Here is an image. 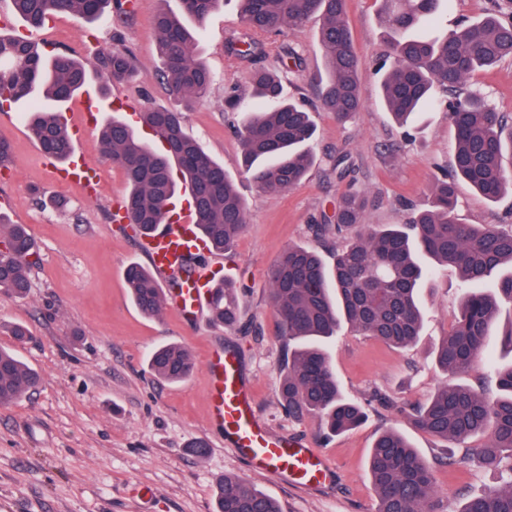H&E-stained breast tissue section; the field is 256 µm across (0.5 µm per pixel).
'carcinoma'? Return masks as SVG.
<instances>
[{"mask_svg":"<svg viewBox=\"0 0 512 512\" xmlns=\"http://www.w3.org/2000/svg\"><path fill=\"white\" fill-rule=\"evenodd\" d=\"M14 12L30 28H41L54 16L102 18L112 0H11ZM245 33L229 40V51L258 58L266 54V38L298 27L317 15L326 82L322 107L339 121L362 108L363 73L350 35L345 0H239ZM183 15L159 12L153 21L163 66L161 78L176 98L190 106L201 101L211 84L207 68L196 58L198 40L182 17L202 22L222 0H181ZM446 0H383V22L390 36L392 64L380 79L382 102L405 127L434 89L455 91L448 103L454 131L455 173L489 202L512 190L502 157L512 148L502 113L467 81L479 70L512 58V21L496 13L461 22L433 35L422 30L435 23ZM97 63L114 81L132 77L137 66L119 44L102 48ZM86 64L67 53L48 54L25 36L0 33V112L38 93L65 103L88 81ZM249 106L235 95L227 107L243 112L241 154L258 187L284 192L299 183L314 163L308 148L314 126L308 112L281 99L280 77L262 66L254 69ZM141 126L162 145L158 149L122 120L100 129L105 152L118 163L129 191L125 205L131 223L145 232L167 219V207L180 189L192 198L197 224L217 252L230 251L246 224V204L224 166L183 130L179 110L148 108ZM29 128L43 153L60 161L74 150L60 112L36 107ZM455 182L439 179L429 202L403 224L359 231L366 222L365 198L349 193L341 199L336 223L317 224L316 231L347 232L333 263L303 246L284 251L269 273V297L280 320L284 342V374L279 386L281 407L302 420L320 418L328 433L354 429L364 409L345 399L336 383L325 340L348 324L396 348L412 346L420 336L423 312L418 288L425 275L419 256L456 269L466 292L450 331L436 350L440 368L467 372L482 352L500 309L512 304V227L466 224L457 217ZM0 288L18 296L29 289L27 257L32 240L22 224L0 216ZM126 281L137 309L148 316L164 302L151 270L132 264ZM212 320L232 327L239 321L236 288L224 278L210 289ZM150 370L176 384L194 369L188 351L176 343L156 348ZM38 376L14 353L0 349V405H8L32 389ZM412 425L461 445L471 459L503 475L496 489L465 501L459 512H512V365L498 374V393L445 384L409 414ZM488 436L485 443L476 439ZM369 471L377 496V512H439L431 467L409 440L395 430L376 438ZM216 512H281L278 503L257 488L226 476L216 485Z\"/></svg>","mask_w":512,"mask_h":512,"instance_id":"cac0c4a2","label":"carcinoma"}]
</instances>
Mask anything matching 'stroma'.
<instances>
[{
  "label": "stroma",
  "mask_w": 512,
  "mask_h": 512,
  "mask_svg": "<svg viewBox=\"0 0 512 512\" xmlns=\"http://www.w3.org/2000/svg\"><path fill=\"white\" fill-rule=\"evenodd\" d=\"M133 3L131 12L116 8L95 23L61 14L32 33L19 17L10 20L15 32L30 33L43 50L68 52L91 66L86 92L63 111L78 129L74 148L95 166L98 185L90 198L79 183L54 177L28 129L27 103L0 112V137L12 145V163L0 172V212L26 225L36 247L27 296L0 290V348L16 352L40 376L35 390L0 406V512H214L216 482L227 474L274 498L282 512H376L368 458L379 431L390 428L406 435L431 466L443 512H459L466 494L498 486L497 473L474 461L447 466L446 441L416 429L405 415L447 383L495 392L498 370L512 364L500 338L512 321V306L506 305L471 370L454 377L438 366L435 350L465 291L454 268L433 266L422 281L418 297L425 318L409 349L397 350L347 326L328 340L342 394L367 411L361 426L331 437L318 418L294 420L278 404L282 340L268 298V272L278 256L296 245L330 256L339 238H322L315 227L333 223L348 191L364 192L367 223L400 224L411 208L426 203L438 177L454 174L448 93L436 92L412 142L381 102L375 69L389 58L381 0L347 2L352 41L366 75L364 107L351 121H337L317 98L323 73L320 19L274 37L262 64L281 72L285 94L310 111L316 127L314 166L282 193L259 190L245 171L239 125L225 110L226 98L247 88L253 68L227 51L229 39L244 32L238 0H224L199 26L198 58L213 82L207 97L185 111L184 130L223 163L246 203V227L234 251L208 254L202 261L212 277L235 283L240 323L234 328L214 325L207 312L190 323L173 310L147 317L129 296L126 269L147 258L132 228L112 221L126 192L124 174L82 116L92 102L100 105L105 121L115 116L119 99L141 109L175 104L155 74L153 17L161 10L180 13V0ZM115 42L132 52L139 68L120 83L95 68L99 49ZM289 48L294 57H286ZM473 82L499 112L512 117V59L477 72ZM457 199L466 223L512 224L511 193L490 203L461 181ZM15 324L30 329L27 343L14 341ZM173 342L189 351L195 368L186 381L169 385L151 374L148 356ZM214 351L237 357L260 424L275 437L323 453L333 469L330 481L299 487L255 474L226 445L206 399V363ZM198 441L205 442V454L195 452Z\"/></svg>",
  "instance_id": "1"
}]
</instances>
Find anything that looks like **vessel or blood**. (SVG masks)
<instances>
[{"instance_id":"1","label":"vessel or blood","mask_w":512,"mask_h":512,"mask_svg":"<svg viewBox=\"0 0 512 512\" xmlns=\"http://www.w3.org/2000/svg\"><path fill=\"white\" fill-rule=\"evenodd\" d=\"M56 174L66 181L78 179L87 194L96 191V171L82 156L73 157L66 167L57 169ZM171 210L170 223L159 227L143 242L151 268L164 279L189 267L195 257L206 252L205 238L196 224L195 212L188 199L177 198ZM166 301L184 321L196 320L207 301V285L202 272H194L177 286L169 288ZM208 374L209 412L231 437L234 451L244 454L257 472L289 476L306 487L330 479L332 470L322 454L298 443L272 437L254 419L251 398L233 355L215 353L208 362Z\"/></svg>"}]
</instances>
